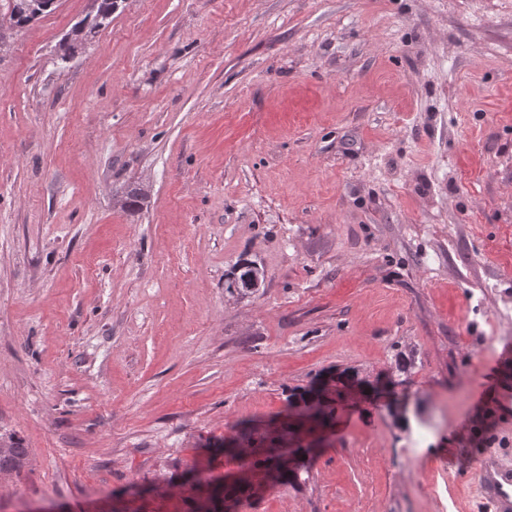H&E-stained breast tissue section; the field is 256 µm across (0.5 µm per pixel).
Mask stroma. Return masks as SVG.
I'll use <instances>...</instances> for the list:
<instances>
[{
	"label": "stroma",
	"mask_w": 512,
	"mask_h": 512,
	"mask_svg": "<svg viewBox=\"0 0 512 512\" xmlns=\"http://www.w3.org/2000/svg\"><path fill=\"white\" fill-rule=\"evenodd\" d=\"M94 11L0 0V512H186L237 468L209 443L389 374L404 416L336 401L239 512H476L512 455L475 408L512 380V0H118L60 62ZM475 498L494 512L512 511V461L495 453L481 460L474 477Z\"/></svg>",
	"instance_id": "stroma-1"
}]
</instances>
